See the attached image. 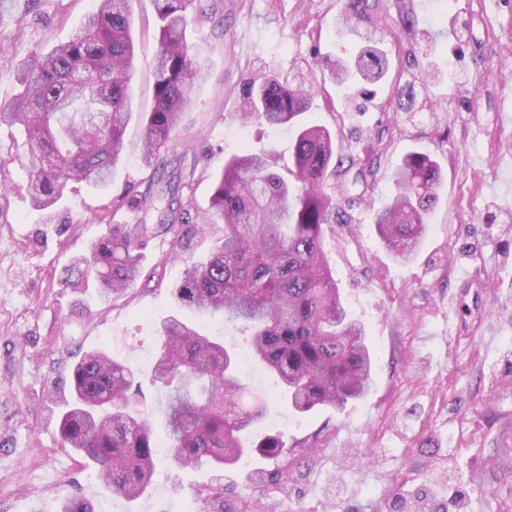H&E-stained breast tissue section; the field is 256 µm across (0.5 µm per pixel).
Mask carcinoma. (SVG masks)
Masks as SVG:
<instances>
[{"label":"carcinoma","mask_w":512,"mask_h":512,"mask_svg":"<svg viewBox=\"0 0 512 512\" xmlns=\"http://www.w3.org/2000/svg\"><path fill=\"white\" fill-rule=\"evenodd\" d=\"M131 0H98L79 32L45 55L16 64L20 92L0 105V123L18 125L25 136L21 164L32 199L45 211L68 182L102 191L112 183L125 152V132L136 110L131 93L135 57ZM160 22L154 62L153 108L141 115V151L147 186L139 196L113 201L137 213L134 224H111L89 252L64 266L60 285L80 289L93 280L101 299L125 295L143 277L140 250L174 235L171 249L148 278L184 259L187 239L219 234L207 261L186 266L173 288L179 309L196 317L222 313L249 336L252 359L275 378L293 411L340 408L364 397L372 385L373 358L365 327L343 305L324 249L326 229L348 223L336 200L355 158L336 149L329 130H297L294 167L281 176L276 162L243 151L224 160L216 175L203 225L190 223L183 190L195 166H173L172 134L186 109L189 90L205 69L187 43L190 20L217 14L215 0H153ZM378 0H345L342 20L360 38L345 57L323 58L329 80L363 88L383 81L393 59L374 45ZM404 31L417 38L409 0H399ZM315 87L265 78L242 104V117L271 127L288 126L310 109ZM413 88H397L395 105L409 110ZM388 201L372 210L385 249L399 261L412 259L427 230L443 182L430 154L412 151L392 172ZM152 381L164 390L162 404L171 461L177 468H224L250 454L288 456L279 436L251 447L243 435L261 421L267 401L249 398L236 355L201 334L183 315L160 324ZM72 397L57 416L65 447L91 466L113 493L135 500L152 482L158 438L152 412L138 406L136 372L104 351L84 355L73 367ZM60 512H93L82 497H65Z\"/></svg>","instance_id":"obj_1"}]
</instances>
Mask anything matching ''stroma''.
Listing matches in <instances>:
<instances>
[{
  "label": "stroma",
  "instance_id": "1",
  "mask_svg": "<svg viewBox=\"0 0 512 512\" xmlns=\"http://www.w3.org/2000/svg\"><path fill=\"white\" fill-rule=\"evenodd\" d=\"M343 0H217L223 28L194 20L188 40L208 75L196 82L174 138L188 143L196 173L184 195L191 215L205 213L213 175L241 151L264 153L286 171L294 130L242 122L240 99L252 83L276 75L319 85L308 122L326 126L342 152L365 156L379 146L374 203L391 193L389 177L405 154L422 150L444 181L430 230L416 257L394 259L358 191L339 195L348 225L327 231L324 249L353 319L363 324L374 357L367 395L343 408L288 412L265 372L247 379L266 399L261 431L283 433L287 456H249L216 472L179 469L158 456L142 497L112 494L63 446L56 417L69 398L70 373L88 350L104 349L138 372L139 404L162 434L161 392L151 357L160 322L177 310L173 290L182 262L162 282L139 280L103 302L96 283L79 291L57 277L106 231L112 212L145 175L140 125L131 121L127 154L103 192L70 184L52 214L37 210L29 176L14 163L23 136L0 126V159L9 160L0 197V512H53L63 496L90 499L95 512H207L205 493L223 486L224 501L266 512L270 492L284 491V512H512V0H413L423 39L405 38L395 0H382L375 37L402 64L401 82L418 94L414 111L396 110V81L357 88L327 83L317 66L327 54L355 50L341 24ZM94 0H56L30 24L0 26L14 56L0 60V102L17 95L14 60L49 51L76 34ZM137 43L133 92L140 111L153 105L152 61L159 23L152 0H133ZM432 80H425V73Z\"/></svg>",
  "mask_w": 512,
  "mask_h": 512
}]
</instances>
